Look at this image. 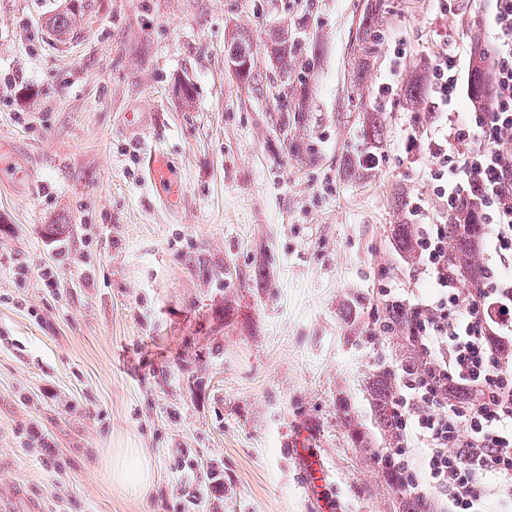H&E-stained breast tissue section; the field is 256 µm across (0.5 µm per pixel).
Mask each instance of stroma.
<instances>
[{"label":"stroma","mask_w":512,"mask_h":512,"mask_svg":"<svg viewBox=\"0 0 512 512\" xmlns=\"http://www.w3.org/2000/svg\"><path fill=\"white\" fill-rule=\"evenodd\" d=\"M65 2L0 0V155L22 173L0 182V496L18 482L44 512H318L291 437L330 468L337 512H397L366 383L401 358L372 325L384 289L414 283L393 245L401 205L431 193V157L403 149L427 119L405 87L442 47L465 60L489 42L491 0H454L448 29L437 0L372 16L370 0H74L77 32L57 43L45 21ZM279 29L305 61L286 135ZM237 34L248 82L228 64ZM400 44L405 73L380 94ZM369 112L379 162L355 178ZM147 141L174 166L178 206L148 180ZM111 448L143 450L146 494L112 482Z\"/></svg>","instance_id":"stroma-1"}]
</instances>
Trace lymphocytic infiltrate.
Returning <instances> with one entry per match:
<instances>
[{
  "label": "lymphocytic infiltrate",
  "mask_w": 512,
  "mask_h": 512,
  "mask_svg": "<svg viewBox=\"0 0 512 512\" xmlns=\"http://www.w3.org/2000/svg\"><path fill=\"white\" fill-rule=\"evenodd\" d=\"M493 34L484 50L492 98L456 115L463 76L443 50L428 68L432 110L442 120L418 126L409 147L435 160L431 197L415 196L416 275L427 293L410 304L417 324L407 341L413 369L398 367L392 402L401 445L398 485L410 498L437 499L440 512H512V0H493ZM470 221L488 229L482 272L460 285L448 264V224L461 201Z\"/></svg>",
  "instance_id": "1"
}]
</instances>
